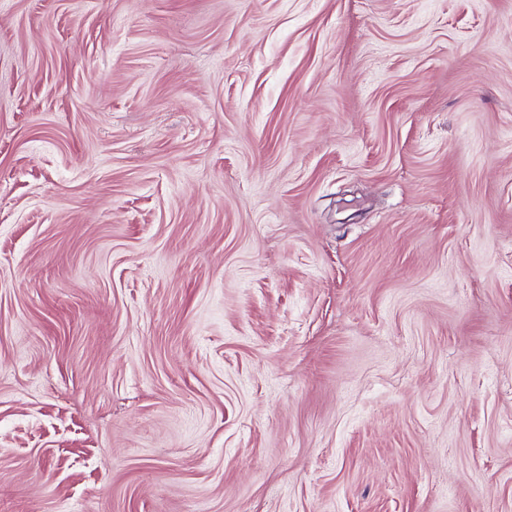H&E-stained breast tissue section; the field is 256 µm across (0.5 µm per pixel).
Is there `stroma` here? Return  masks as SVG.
<instances>
[{"mask_svg":"<svg viewBox=\"0 0 512 512\" xmlns=\"http://www.w3.org/2000/svg\"><path fill=\"white\" fill-rule=\"evenodd\" d=\"M0 512H512V0H0Z\"/></svg>","mask_w":512,"mask_h":512,"instance_id":"obj_1","label":"stroma"}]
</instances>
